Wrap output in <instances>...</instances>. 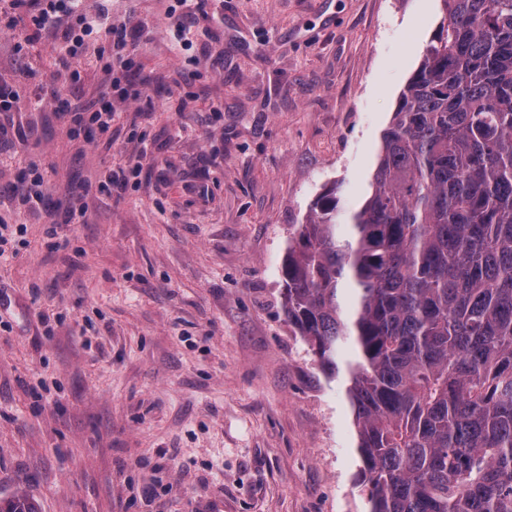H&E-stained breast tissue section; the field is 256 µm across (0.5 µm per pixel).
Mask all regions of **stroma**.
<instances>
[{
    "label": "stroma",
    "mask_w": 512,
    "mask_h": 512,
    "mask_svg": "<svg viewBox=\"0 0 512 512\" xmlns=\"http://www.w3.org/2000/svg\"><path fill=\"white\" fill-rule=\"evenodd\" d=\"M40 7L0 15V201L45 187L0 258V498L363 512L346 377L289 325L280 267L323 192L361 204L440 0H79L53 29ZM101 8L128 48L97 28L72 49ZM57 93L111 105L110 131L72 135Z\"/></svg>",
    "instance_id": "stroma-1"
}]
</instances>
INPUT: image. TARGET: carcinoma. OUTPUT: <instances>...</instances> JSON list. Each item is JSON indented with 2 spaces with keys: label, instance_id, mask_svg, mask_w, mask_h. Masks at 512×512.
I'll return each mask as SVG.
<instances>
[{
  "label": "carcinoma",
  "instance_id": "cac0c4a2",
  "mask_svg": "<svg viewBox=\"0 0 512 512\" xmlns=\"http://www.w3.org/2000/svg\"><path fill=\"white\" fill-rule=\"evenodd\" d=\"M441 2L363 203L326 190L282 265L325 378L354 352L367 512H512V0Z\"/></svg>",
  "mask_w": 512,
  "mask_h": 512
}]
</instances>
